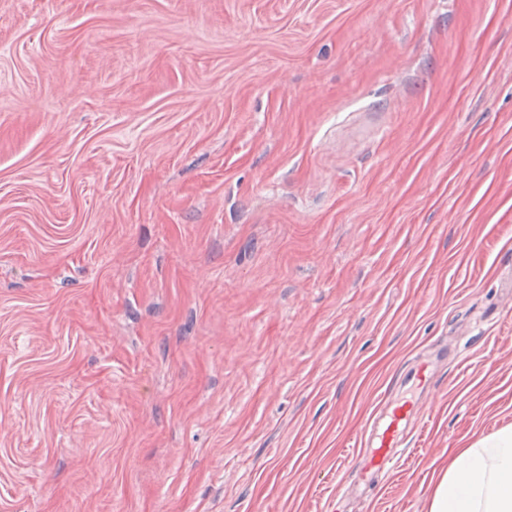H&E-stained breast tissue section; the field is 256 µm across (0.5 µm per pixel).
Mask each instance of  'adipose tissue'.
I'll return each mask as SVG.
<instances>
[{"label":"adipose tissue","mask_w":512,"mask_h":512,"mask_svg":"<svg viewBox=\"0 0 512 512\" xmlns=\"http://www.w3.org/2000/svg\"><path fill=\"white\" fill-rule=\"evenodd\" d=\"M429 512H512V427L458 449L440 472Z\"/></svg>","instance_id":"obj_1"}]
</instances>
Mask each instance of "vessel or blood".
Here are the masks:
<instances>
[{"label":"vessel or blood","instance_id":"vessel-or-blood-1","mask_svg":"<svg viewBox=\"0 0 512 512\" xmlns=\"http://www.w3.org/2000/svg\"><path fill=\"white\" fill-rule=\"evenodd\" d=\"M439 362L436 355L413 359L399 377L402 395L380 400L365 433V451L358 466L359 486H373L388 476L410 434L417 432Z\"/></svg>","mask_w":512,"mask_h":512}]
</instances>
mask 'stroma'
<instances>
[{"label":"stroma","instance_id":"35a3bbf8","mask_svg":"<svg viewBox=\"0 0 512 512\" xmlns=\"http://www.w3.org/2000/svg\"><path fill=\"white\" fill-rule=\"evenodd\" d=\"M511 296L512 0H0V512H428ZM448 359V347L437 355L413 359L400 374L404 396H384L376 407L365 433V451L359 461L358 485L373 486L388 476L410 434L417 432L424 400L441 360ZM413 392L414 395L407 397Z\"/></svg>","mask_w":512,"mask_h":512}]
</instances>
